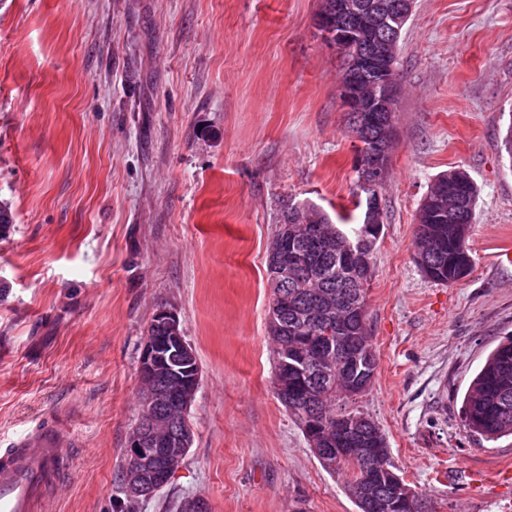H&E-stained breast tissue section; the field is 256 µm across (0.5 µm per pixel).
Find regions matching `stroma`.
I'll return each instance as SVG.
<instances>
[{
	"label": "stroma",
	"instance_id": "stroma-1",
	"mask_svg": "<svg viewBox=\"0 0 512 512\" xmlns=\"http://www.w3.org/2000/svg\"><path fill=\"white\" fill-rule=\"evenodd\" d=\"M320 0H0V448L66 419L57 512H114L140 412L148 326L177 313L201 383L193 444L138 512L201 495L209 512H358L272 386L266 259L281 206L362 221L360 144ZM367 323L378 365L346 401L385 435L434 512H512V437L464 426L462 401L512 333V0H413ZM480 191L472 269L414 260L442 171Z\"/></svg>",
	"mask_w": 512,
	"mask_h": 512
}]
</instances>
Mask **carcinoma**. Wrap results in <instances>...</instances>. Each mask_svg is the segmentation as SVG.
<instances>
[{"instance_id":"cac0c4a2","label":"carcinoma","mask_w":512,"mask_h":512,"mask_svg":"<svg viewBox=\"0 0 512 512\" xmlns=\"http://www.w3.org/2000/svg\"><path fill=\"white\" fill-rule=\"evenodd\" d=\"M478 188L461 169L452 168L440 174L430 185L419 206L415 226L416 263L433 281L453 283L467 276L472 267L467 246L473 224ZM306 218L313 224L314 236L294 223L289 204H284L278 220L275 239L288 238V244L300 254V261L288 269L282 287L271 289L268 310V332L274 342L273 386L278 400L294 415L300 425L307 416L317 415L322 424V451L315 454L328 471H345L347 488L352 498L369 492L358 512H376L373 499L384 494L395 474L391 461L386 469L363 468L338 448L370 447L376 440L385 439L377 424L360 411L336 407L344 395L345 359L349 348L356 343L373 350L367 327V316L360 309L366 306L369 276H361L356 267L345 263L347 248L360 247L372 256L375 243L358 244L357 229L342 230L319 209L311 206ZM353 312L344 330L336 329L337 319ZM302 355L308 362L306 385L297 386L293 379H279L280 363L287 356ZM150 401L141 408L135 432L145 435L160 425L164 431L178 437L191 427L181 412L178 393L170 373L161 371L141 401ZM464 422L469 431L487 440L512 435V334L502 338L488 354L472 379L464 396ZM339 416L359 418L357 428L363 444L336 442V419Z\"/></svg>"}]
</instances>
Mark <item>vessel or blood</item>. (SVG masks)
Here are the masks:
<instances>
[{"mask_svg":"<svg viewBox=\"0 0 512 512\" xmlns=\"http://www.w3.org/2000/svg\"><path fill=\"white\" fill-rule=\"evenodd\" d=\"M69 445L68 429L53 423L0 448V512H50L69 471Z\"/></svg>","mask_w":512,"mask_h":512,"instance_id":"vessel-or-blood-1","label":"vessel or blood"}]
</instances>
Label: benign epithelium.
I'll list each match as a JSON object with an SVG mask.
<instances>
[{"label": "benign epithelium", "mask_w": 512, "mask_h": 512, "mask_svg": "<svg viewBox=\"0 0 512 512\" xmlns=\"http://www.w3.org/2000/svg\"><path fill=\"white\" fill-rule=\"evenodd\" d=\"M412 8L409 0H389L385 11L377 16L366 15V6L359 0H336V7L315 17V29L322 40L336 49L346 41L357 39L366 45L363 55L357 57L343 69V77L339 86V97L344 109L357 119V129L365 131L370 127H386L388 134H395V112L399 88L392 83L385 73L395 70V58L387 44L386 27L399 20ZM380 76L376 80L378 92L368 98L361 93V83L369 79V73ZM361 158L364 159L368 172L366 188L368 195V211L365 226L361 230V239L379 238L382 224L378 220L381 210V199L378 187L385 178L389 155L382 144L361 145ZM297 261L295 254L288 252V242L283 248L273 252L271 261L272 278L281 281L288 276V267ZM147 356L139 365V380L143 389H148L151 380L165 363V354L159 351L156 339L146 338ZM365 369L349 376L347 395L355 397L366 391L373 382L371 365L365 354L354 350L348 356V365ZM201 380V371L192 369L188 386L181 390L184 402L183 411H188L193 396L196 394ZM129 457L136 461L133 470L124 482V492L128 498V507L137 509L142 499H150L164 489L173 478L178 466L163 465L144 472L158 454V449L146 446L142 438H136L132 448L128 449ZM379 512H429L431 507L424 501L412 496V493L401 478L396 477L389 484L387 495L377 503Z\"/></svg>", "instance_id": "benign-epithelium-1"}]
</instances>
